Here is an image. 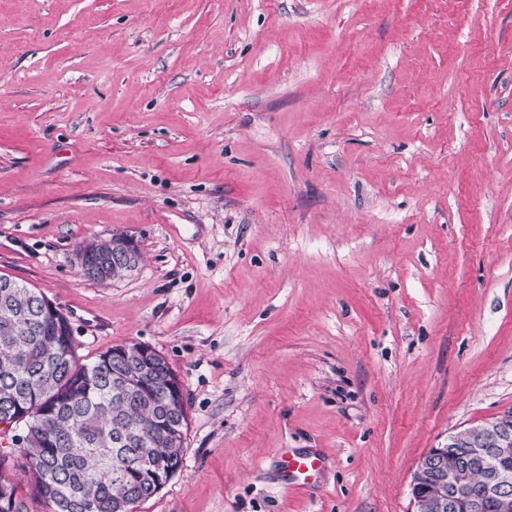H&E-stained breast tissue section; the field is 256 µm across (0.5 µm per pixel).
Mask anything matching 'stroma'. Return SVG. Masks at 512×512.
<instances>
[{"label":"stroma","instance_id":"35a3bbf8","mask_svg":"<svg viewBox=\"0 0 512 512\" xmlns=\"http://www.w3.org/2000/svg\"><path fill=\"white\" fill-rule=\"evenodd\" d=\"M0 276L181 379L135 512H415L512 412V0H0ZM85 254L78 253L77 259L81 269L87 270L90 274L96 277L92 280L108 281L114 279V274L118 270L131 271L136 267L140 260V252L138 247L129 239L121 235H112L102 245V256H112V266L107 263L99 265H89V261L99 259L101 253L97 246V240L93 239L79 248ZM88 259V260H87ZM277 470L284 478V487L291 484L313 487L325 467L324 458L314 453L288 451L277 458Z\"/></svg>","mask_w":512,"mask_h":512}]
</instances>
